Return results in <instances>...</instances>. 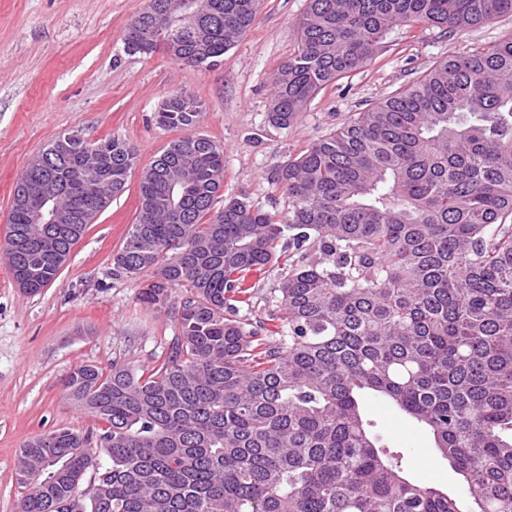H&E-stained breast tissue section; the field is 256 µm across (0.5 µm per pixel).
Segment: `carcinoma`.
I'll use <instances>...</instances> for the list:
<instances>
[{"label": "carcinoma", "instance_id": "1", "mask_svg": "<svg viewBox=\"0 0 512 512\" xmlns=\"http://www.w3.org/2000/svg\"><path fill=\"white\" fill-rule=\"evenodd\" d=\"M128 25L126 48L224 57L261 0H206L170 32L178 0ZM512 15V0H309L274 79L270 123L288 128L323 89L371 61L397 24L448 32ZM202 104L175 97L155 122L187 134L141 169L140 209L115 275L173 292L179 337L149 374L79 364L67 398L102 426L22 449L19 512H512V37L462 51L275 169L278 216L224 191V146L193 132ZM48 145L13 194L0 256L19 288L54 281L87 225L123 191L139 154L119 137ZM109 195L72 179L88 157ZM53 176L85 224L39 228L27 190ZM171 182L182 217L152 206ZM278 286V331L237 316L249 280L304 245ZM372 394L424 427L466 496L404 475L362 414Z\"/></svg>", "mask_w": 512, "mask_h": 512}]
</instances>
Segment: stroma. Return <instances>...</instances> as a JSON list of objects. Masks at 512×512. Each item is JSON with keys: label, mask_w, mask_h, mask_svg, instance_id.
Here are the masks:
<instances>
[{"label": "stroma", "mask_w": 512, "mask_h": 512, "mask_svg": "<svg viewBox=\"0 0 512 512\" xmlns=\"http://www.w3.org/2000/svg\"><path fill=\"white\" fill-rule=\"evenodd\" d=\"M147 0H0V245L18 179L30 159L62 134L95 143L117 136L148 164L178 129L154 115L173 93L203 105L198 133L224 145V191L262 209H287L272 172L375 105L427 74L439 61L512 36V16L452 33L399 25L383 50L360 69L322 90L288 129L267 112L274 75L297 47V24L308 0H262L250 31L223 60L193 66L168 54L131 53L129 23ZM138 173L98 213L73 247L57 278L39 293L15 284L0 262V512H18L20 450L32 437L57 428L87 433L98 422L65 397L64 381L82 363L137 371L158 365L179 333L174 307L155 309L139 293L148 274L114 275V258L139 208ZM283 263L269 264L240 314L265 319ZM364 410L380 447L401 456L410 478L453 495L464 489L436 453L430 435L380 398Z\"/></svg>", "instance_id": "35a3bbf8"}]
</instances>
